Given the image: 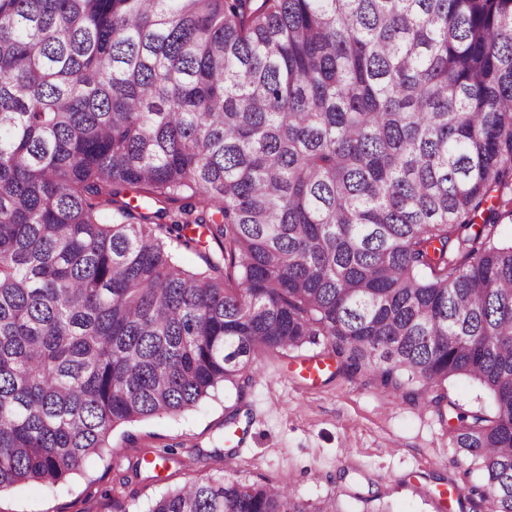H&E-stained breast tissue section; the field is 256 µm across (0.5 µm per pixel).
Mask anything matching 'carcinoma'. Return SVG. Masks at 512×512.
<instances>
[{"label": "carcinoma", "mask_w": 512, "mask_h": 512, "mask_svg": "<svg viewBox=\"0 0 512 512\" xmlns=\"http://www.w3.org/2000/svg\"><path fill=\"white\" fill-rule=\"evenodd\" d=\"M512 0H0V490L262 350L444 416L512 512ZM191 254L205 269L186 267ZM150 512H346L194 480ZM448 400L463 410H489L490 398L479 384L465 378H452L447 383Z\"/></svg>", "instance_id": "obj_1"}]
</instances>
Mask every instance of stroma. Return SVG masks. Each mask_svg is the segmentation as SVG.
<instances>
[{
  "instance_id": "1",
  "label": "stroma",
  "mask_w": 512,
  "mask_h": 512,
  "mask_svg": "<svg viewBox=\"0 0 512 512\" xmlns=\"http://www.w3.org/2000/svg\"><path fill=\"white\" fill-rule=\"evenodd\" d=\"M312 361L326 364L314 380L302 373ZM255 369L244 395L222 390L177 417L117 427L111 453L61 485L1 491L0 512H149L166 490L218 476L287 481L311 502L336 495L346 512H439V491L459 482L447 421L338 375L321 347L267 350ZM169 449L171 460L141 468ZM228 452L236 469L224 467Z\"/></svg>"
}]
</instances>
